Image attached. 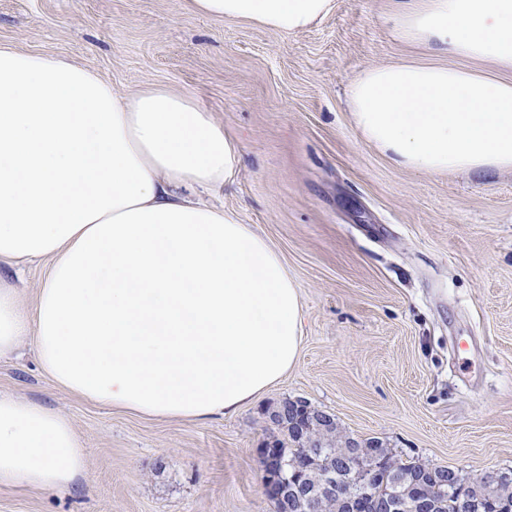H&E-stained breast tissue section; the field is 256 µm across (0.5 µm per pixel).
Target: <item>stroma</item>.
Here are the masks:
<instances>
[{
  "instance_id": "1",
  "label": "stroma",
  "mask_w": 512,
  "mask_h": 512,
  "mask_svg": "<svg viewBox=\"0 0 512 512\" xmlns=\"http://www.w3.org/2000/svg\"><path fill=\"white\" fill-rule=\"evenodd\" d=\"M286 34L186 0H0V47L60 57L118 94L187 92L239 147L207 202L279 253L303 302L296 364L231 417L151 418L54 386L31 340L0 358V393L64 415L86 451L68 490L0 485V512H274L259 450L284 400L342 435L468 477L512 472V170L402 169L346 104L366 68L449 57L402 41L397 0H335ZM47 263H0L33 308Z\"/></svg>"
}]
</instances>
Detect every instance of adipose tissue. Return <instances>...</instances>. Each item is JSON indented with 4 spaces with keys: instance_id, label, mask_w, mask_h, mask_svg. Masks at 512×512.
Listing matches in <instances>:
<instances>
[{
    "instance_id": "1",
    "label": "adipose tissue",
    "mask_w": 512,
    "mask_h": 512,
    "mask_svg": "<svg viewBox=\"0 0 512 512\" xmlns=\"http://www.w3.org/2000/svg\"><path fill=\"white\" fill-rule=\"evenodd\" d=\"M195 13L297 33L335 0H191ZM404 41L512 71V0H403ZM364 139L399 167L512 169V81L424 62L347 89ZM237 145L188 93L123 96L88 67L0 47V260L51 259L34 309L0 280V356L32 338L72 393L150 417L231 416L302 345L299 291L234 213L188 197L232 179ZM84 450L59 412L0 395V484L72 486Z\"/></svg>"
}]
</instances>
